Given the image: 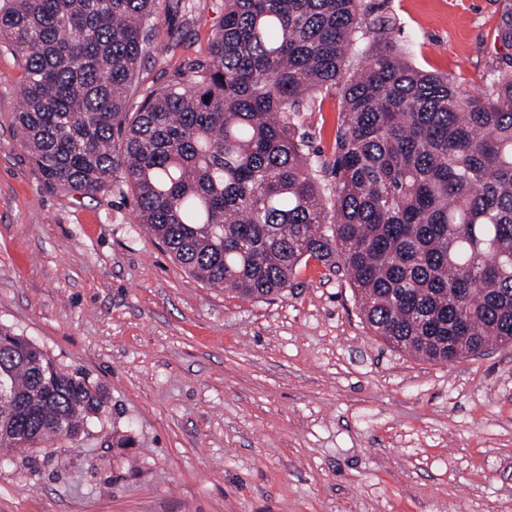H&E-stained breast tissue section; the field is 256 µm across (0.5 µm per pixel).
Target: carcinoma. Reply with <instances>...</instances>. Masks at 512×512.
Returning <instances> with one entry per match:
<instances>
[{
  "mask_svg": "<svg viewBox=\"0 0 512 512\" xmlns=\"http://www.w3.org/2000/svg\"><path fill=\"white\" fill-rule=\"evenodd\" d=\"M153 3L0 0L24 71L14 124L45 186L128 187L175 261L242 299L285 295L311 258L342 269L375 335L430 362L512 339V0L477 95L408 63L387 24L346 78L362 0H224L208 56L131 117ZM336 86L328 194L298 121ZM0 388L3 454L78 442L106 413L85 373L2 327Z\"/></svg>",
  "mask_w": 512,
  "mask_h": 512,
  "instance_id": "cac0c4a2",
  "label": "carcinoma"
}]
</instances>
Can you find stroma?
Masks as SVG:
<instances>
[{
  "label": "stroma",
  "mask_w": 512,
  "mask_h": 512,
  "mask_svg": "<svg viewBox=\"0 0 512 512\" xmlns=\"http://www.w3.org/2000/svg\"><path fill=\"white\" fill-rule=\"evenodd\" d=\"M413 66L479 90L500 0H364ZM128 94L208 54L224 0H155ZM0 47V325L103 388L78 445L0 457V512H512V344L445 365L388 346L344 273L309 260L242 300L185 271L130 193L44 187ZM341 93L300 117L331 163Z\"/></svg>",
  "instance_id": "1"
}]
</instances>
